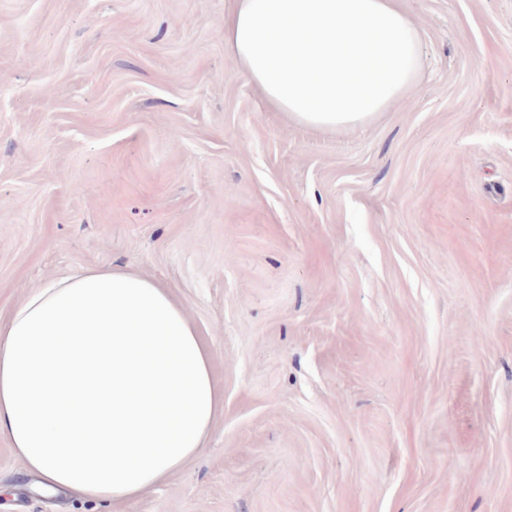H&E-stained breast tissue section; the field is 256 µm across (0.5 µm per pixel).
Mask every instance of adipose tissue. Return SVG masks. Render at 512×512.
I'll list each match as a JSON object with an SVG mask.
<instances>
[{"instance_id": "1", "label": "adipose tissue", "mask_w": 512, "mask_h": 512, "mask_svg": "<svg viewBox=\"0 0 512 512\" xmlns=\"http://www.w3.org/2000/svg\"><path fill=\"white\" fill-rule=\"evenodd\" d=\"M420 26L399 0H236L224 48L298 125H365L414 89ZM224 403L184 306L138 271L88 269L0 324V435L49 490L118 502L204 448Z\"/></svg>"}]
</instances>
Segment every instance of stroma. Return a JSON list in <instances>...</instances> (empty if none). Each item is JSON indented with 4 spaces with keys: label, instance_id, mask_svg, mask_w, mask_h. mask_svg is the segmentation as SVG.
Masks as SVG:
<instances>
[{
    "label": "stroma",
    "instance_id": "1",
    "mask_svg": "<svg viewBox=\"0 0 512 512\" xmlns=\"http://www.w3.org/2000/svg\"><path fill=\"white\" fill-rule=\"evenodd\" d=\"M412 94L318 132L224 49L234 0H0V322L135 267L212 352L203 451L101 504L0 512H512V0H401Z\"/></svg>",
    "mask_w": 512,
    "mask_h": 512
}]
</instances>
